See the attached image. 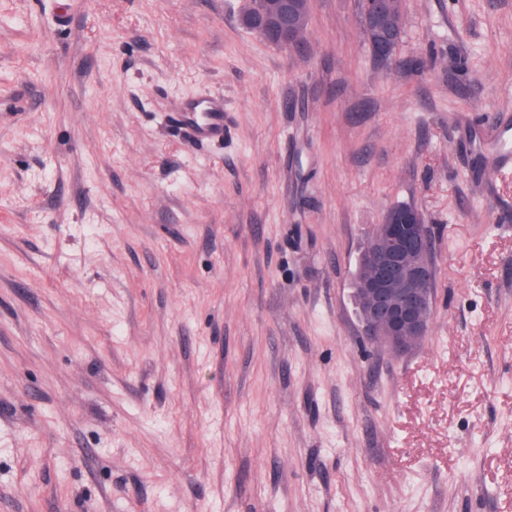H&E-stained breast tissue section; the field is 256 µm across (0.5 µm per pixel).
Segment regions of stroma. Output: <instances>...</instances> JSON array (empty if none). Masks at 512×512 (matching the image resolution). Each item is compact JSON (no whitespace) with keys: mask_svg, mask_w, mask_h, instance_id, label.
Wrapping results in <instances>:
<instances>
[{"mask_svg":"<svg viewBox=\"0 0 512 512\" xmlns=\"http://www.w3.org/2000/svg\"><path fill=\"white\" fill-rule=\"evenodd\" d=\"M243 6L0 0V512H512V0H405L389 68L358 0L302 50ZM402 203L436 286L397 355L352 281ZM224 98L208 96L187 101L172 115V122L198 142L224 140ZM509 131H511V129L509 130L507 125H500L493 129L490 134L498 159L497 169L495 171L497 176L509 177L512 175V148Z\"/></svg>","mask_w":512,"mask_h":512,"instance_id":"35a3bbf8","label":"stroma"}]
</instances>
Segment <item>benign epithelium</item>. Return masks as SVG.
<instances>
[{
	"label": "benign epithelium",
	"instance_id": "benign-epithelium-1",
	"mask_svg": "<svg viewBox=\"0 0 512 512\" xmlns=\"http://www.w3.org/2000/svg\"><path fill=\"white\" fill-rule=\"evenodd\" d=\"M364 21L376 34L374 55L383 67L395 62L391 49L393 0H367ZM262 35L290 45L305 43L311 0H257ZM418 209H388L370 236L359 280L366 335L400 353L427 335L433 318L435 267L424 260L433 238Z\"/></svg>",
	"mask_w": 512,
	"mask_h": 512
}]
</instances>
